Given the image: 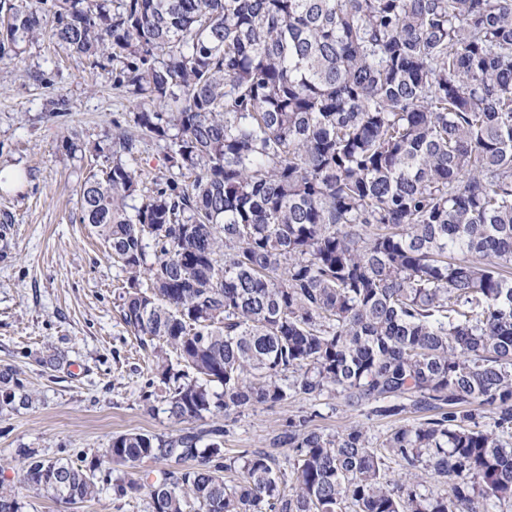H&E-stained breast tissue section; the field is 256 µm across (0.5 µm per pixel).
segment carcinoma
Segmentation results:
<instances>
[{
	"instance_id": "cac0c4a2",
	"label": "carcinoma",
	"mask_w": 512,
	"mask_h": 512,
	"mask_svg": "<svg viewBox=\"0 0 512 512\" xmlns=\"http://www.w3.org/2000/svg\"><path fill=\"white\" fill-rule=\"evenodd\" d=\"M47 30L108 56L134 96L80 212L127 275L120 318L168 418L326 392L428 418L378 448L360 424L290 419L282 461L225 456L214 425L74 461L19 448L0 512H23V490L74 505L106 486L151 512L512 507V0H0V60ZM145 139L168 166L142 193L122 157ZM34 400L0 368V413ZM145 460L168 465L159 480L98 476Z\"/></svg>"
}]
</instances>
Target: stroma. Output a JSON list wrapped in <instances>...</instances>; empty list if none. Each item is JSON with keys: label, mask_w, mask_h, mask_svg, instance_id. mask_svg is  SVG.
<instances>
[{"label": "stroma", "mask_w": 512, "mask_h": 512, "mask_svg": "<svg viewBox=\"0 0 512 512\" xmlns=\"http://www.w3.org/2000/svg\"><path fill=\"white\" fill-rule=\"evenodd\" d=\"M112 65L91 66L48 38L18 47L0 62V170L17 169L21 187L0 191V366L15 367L37 394L32 407L0 414V482L11 483L33 448L76 458L130 430L177 432L166 414H148L141 400L148 360L120 320L118 295L126 275L88 225L80 221L77 191L90 171L112 164L114 122L131 124L127 96L112 86ZM66 103L64 116L49 102ZM58 355L59 368L44 367ZM311 417L327 434L360 423L380 444L397 423L420 413L381 419L327 394L260 405L229 417L224 453L265 450L289 421ZM143 495L116 498L103 490L69 505L46 494L27 499L25 512H149Z\"/></svg>", "instance_id": "1"}]
</instances>
